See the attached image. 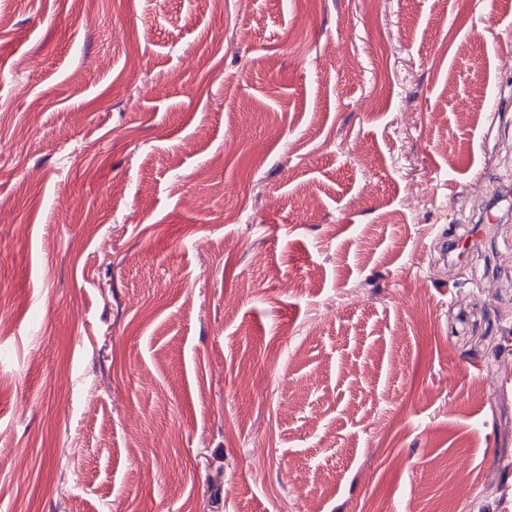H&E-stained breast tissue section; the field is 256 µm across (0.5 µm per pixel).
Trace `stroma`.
Listing matches in <instances>:
<instances>
[{
  "label": "stroma",
  "mask_w": 512,
  "mask_h": 512,
  "mask_svg": "<svg viewBox=\"0 0 512 512\" xmlns=\"http://www.w3.org/2000/svg\"><path fill=\"white\" fill-rule=\"evenodd\" d=\"M223 3L0 0V512H512V0Z\"/></svg>",
  "instance_id": "35a3bbf8"
}]
</instances>
